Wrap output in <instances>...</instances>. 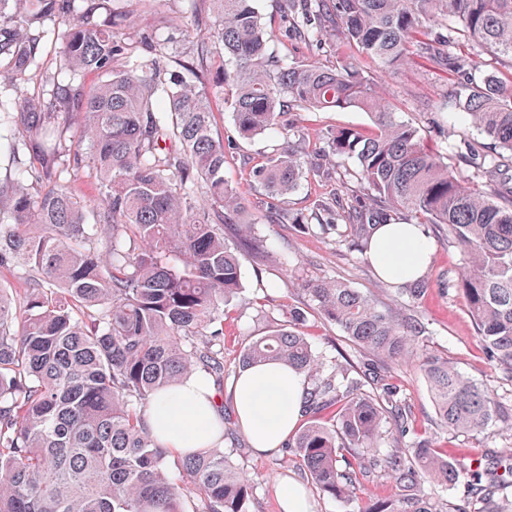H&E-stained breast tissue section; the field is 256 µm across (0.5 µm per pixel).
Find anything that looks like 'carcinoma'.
Instances as JSON below:
<instances>
[{
  "label": "carcinoma",
  "mask_w": 512,
  "mask_h": 512,
  "mask_svg": "<svg viewBox=\"0 0 512 512\" xmlns=\"http://www.w3.org/2000/svg\"><path fill=\"white\" fill-rule=\"evenodd\" d=\"M112 0H0V78L25 79L38 64L47 21L66 25L46 105L19 90L13 153L37 165L34 181L0 182V268L21 271L27 288L0 287V512H251L255 482L224 448L174 455L146 419L155 396L184 377L224 386V305L241 289V263L224 226L241 225L240 248L262 253L265 240L241 223L244 196L224 181V138L214 131L212 97L232 111L238 136H283L252 170L282 220L278 202L303 170L322 167L283 135L285 104L307 112L359 109L368 132L342 128L325 137L319 157H351L363 201L319 205L316 223L299 230L335 234L365 254L375 226L395 217L433 224L463 249L465 265L448 291L465 298L477 336L512 381V180L475 181L512 158V75L493 62L512 60V0H313L307 15L328 18L339 40L336 66L290 64L268 55L273 32L254 0H212L214 16L195 25L210 36L186 64L192 79L161 80L168 45L130 32ZM442 31L422 41L428 25ZM469 47L454 55L455 45ZM415 56L450 67L457 85L446 106L465 114L489 141L470 148L466 178L430 150L419 130L392 112L364 75L360 59L388 71ZM227 62L210 91L199 86L214 58ZM105 77L85 91L81 77ZM68 82L62 84L58 77ZM89 143L83 153L80 146ZM86 168L97 194L81 196L72 174ZM316 312L360 351L382 362L415 357L419 318H398L334 278H305ZM422 276L400 288L418 299ZM305 311L252 339L242 365L274 362L302 371L305 422L282 442L323 496L348 502L374 473L390 476L393 500L363 512H506L496 503L512 476V446L499 450L485 478L409 433L400 388L369 363L349 370L317 352L299 331ZM421 371L440 422L480 434L501 424L512 436V405L427 355ZM336 408V420L321 414ZM471 474L465 505L425 493Z\"/></svg>",
  "instance_id": "1"
}]
</instances>
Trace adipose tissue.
I'll return each mask as SVG.
<instances>
[{"label": "adipose tissue", "mask_w": 512, "mask_h": 512, "mask_svg": "<svg viewBox=\"0 0 512 512\" xmlns=\"http://www.w3.org/2000/svg\"><path fill=\"white\" fill-rule=\"evenodd\" d=\"M433 251L421 225L383 224L373 232L368 259L380 278L402 283L425 273ZM306 385L303 373L278 364L242 369L233 384L234 407L255 451H274L295 430ZM217 401L213 388L191 375L151 404V432L161 446L177 454L211 447L224 430Z\"/></svg>", "instance_id": "1"}]
</instances>
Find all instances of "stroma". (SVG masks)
<instances>
[{
	"label": "stroma",
	"mask_w": 512,
	"mask_h": 512,
	"mask_svg": "<svg viewBox=\"0 0 512 512\" xmlns=\"http://www.w3.org/2000/svg\"><path fill=\"white\" fill-rule=\"evenodd\" d=\"M300 0H255L254 6L265 26L276 37L270 49L274 55L296 62L315 61L332 67L336 64L338 40L334 31H327L317 43L308 42L299 34L292 17ZM114 9L128 13L136 30L168 40L172 56L164 64L163 79L183 77V60L195 49L199 32L194 25L195 14H210V0H113ZM363 70L372 77L382 96L402 120L418 127L425 142L434 151L447 157L462 174H469L465 158L454 149L461 136L472 143H481V136L467 126L463 114L444 111L443 104L455 76L430 67L418 58L400 68L383 72L373 61L363 63ZM16 93L0 83V178L25 176L26 165L14 162L9 149L12 131L8 117L15 108ZM216 128L224 137L226 162L224 177L230 184L240 185L247 204L246 219L257 235L267 242L265 253L240 251L242 289L224 309V383L232 385L242 368L246 343L268 333L273 326L287 323L290 308L306 311L302 327L305 336L326 357H347L354 363L365 361V353L354 350L339 328L324 320L314 310L308 297L298 293L299 281L305 277L337 278L351 287L370 295L380 306L397 314H415L428 326L429 333L417 343V359L389 364L385 372L397 384L410 410L409 440L427 441L449 458L468 464L477 460L489 464L495 451L506 444L497 426L488 427L482 434L453 433L440 425L426 381L419 367V357L436 354L453 362L469 379L482 384L504 399H512V383L502 379L496 364L483 349L475 325L463 297L448 293L444 281L449 272L463 263L462 249L438 233L435 225L425 230L435 246L434 259L427 270L429 287L416 302L399 296L395 287L381 279L358 253L336 245L331 236L320 233H301L280 223L260 186L251 182L253 167L262 164L274 142L265 135L250 140L239 138L232 114L221 99H214ZM288 120L298 127L308 150L318 149L327 132L341 127L369 130L371 119L359 110L307 113L291 111ZM353 159L342 157L329 164L326 174L304 173L297 188L282 200L281 206L289 215L303 221L311 220L321 201L343 192L346 201L360 193L357 182L340 186L335 174L352 169ZM225 447L234 451L233 461L256 482L253 512H282L280 499L287 482L309 487L311 479L295 459L261 455L251 448L243 431L238 428L231 393H224ZM393 483L384 477L366 483L359 501L345 505L319 496L310 489L313 512H362L371 504L396 496Z\"/></svg>",
	"instance_id": "stroma-1"
}]
</instances>
